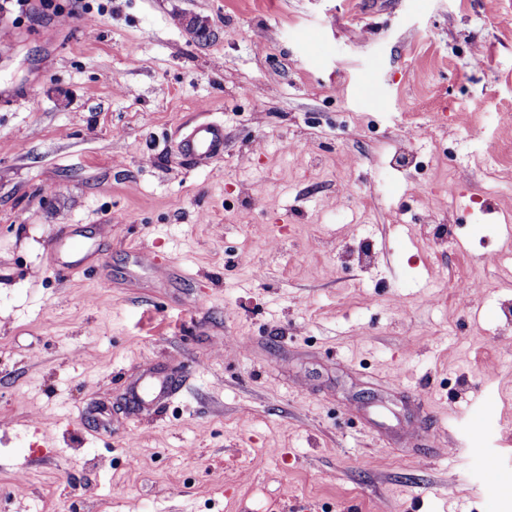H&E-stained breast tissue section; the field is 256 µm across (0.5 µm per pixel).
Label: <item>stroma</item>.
I'll return each instance as SVG.
<instances>
[{
    "label": "stroma",
    "instance_id": "stroma-1",
    "mask_svg": "<svg viewBox=\"0 0 512 512\" xmlns=\"http://www.w3.org/2000/svg\"><path fill=\"white\" fill-rule=\"evenodd\" d=\"M508 113L512 0L0 9V512H512ZM178 149L194 159H213L224 150L223 127L214 123L200 124L179 142Z\"/></svg>",
    "mask_w": 512,
    "mask_h": 512
}]
</instances>
